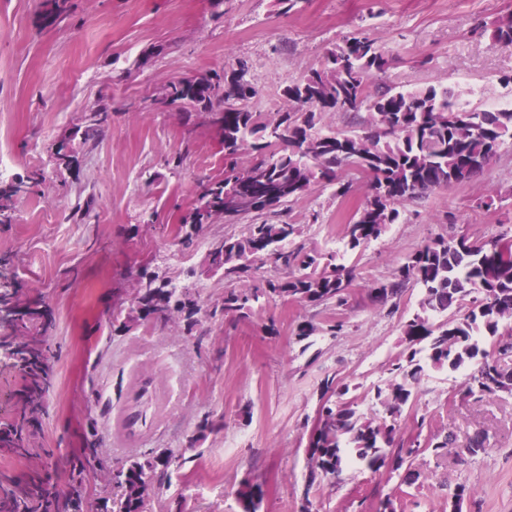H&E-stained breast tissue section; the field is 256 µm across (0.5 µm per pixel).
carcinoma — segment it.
Here are the masks:
<instances>
[{
	"label": "carcinoma",
	"mask_w": 512,
	"mask_h": 512,
	"mask_svg": "<svg viewBox=\"0 0 512 512\" xmlns=\"http://www.w3.org/2000/svg\"><path fill=\"white\" fill-rule=\"evenodd\" d=\"M68 11L67 0H43L38 23L53 27ZM480 33L494 48H512V13ZM392 65L363 30L349 31L318 66L303 69L282 91L288 107L270 114L254 108L259 89L250 79L251 64L241 58L236 67L214 76L171 80L161 87L159 102L182 104L186 119H205L224 147V177L202 185L192 208L182 216L175 234L192 245L212 224L248 221L240 235L211 243L200 274H221L233 288L224 292L221 313L233 321L249 319L262 300H293L310 306L346 304L355 267L336 263V255L319 254L295 243L299 225L279 218L288 204L316 189L330 188L338 200L353 191L348 174L368 178L364 203L348 218L345 247L354 251L378 239L397 223L403 207L436 189L479 179L512 140V110L488 109L463 102L462 94L441 84L404 89L383 82ZM325 112H366L357 130L336 131L321 126ZM109 106L99 103L84 115L80 143L97 142L108 129ZM246 163H241L243 156ZM44 182L37 170L28 180L0 181V224L14 219L15 203L26 182ZM270 260L286 272L277 280H257L258 264ZM420 286L418 311L404 321L401 336L408 353L391 363V379L377 389L376 399L386 417H366L354 402L338 403L349 386L335 379L324 382L319 421L306 446L309 482L332 484L344 471L345 459L377 473L399 478V487L424 482L415 465L418 439H403L398 418L413 398L415 385L428 368H471L459 394L464 398L512 396V235L487 239L466 234L440 237L409 255L387 283L373 288V301L399 298L408 283ZM130 304L112 309L114 331L133 325L173 322L193 335L200 311L196 293L180 287L165 274L145 267L132 275ZM469 300L465 314L460 304ZM47 311L31 307L15 289L0 292V325L16 336L4 341L20 363L48 366L44 348ZM46 378L30 381L27 408L31 415L43 406ZM452 438L433 435L426 448L441 457ZM487 438L477 431L459 456L486 451ZM179 457L168 448L114 464L109 473L121 495L105 500L98 512H142L145 499L160 488L168 468ZM45 489L17 483L3 507L27 512L32 498ZM265 491L246 481L237 491L240 512H259ZM86 490L73 487L63 497V512H84Z\"/></svg>",
	"instance_id": "obj_1"
}]
</instances>
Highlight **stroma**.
I'll use <instances>...</instances> for the list:
<instances>
[{
	"instance_id": "stroma-1",
	"label": "stroma",
	"mask_w": 512,
	"mask_h": 512,
	"mask_svg": "<svg viewBox=\"0 0 512 512\" xmlns=\"http://www.w3.org/2000/svg\"><path fill=\"white\" fill-rule=\"evenodd\" d=\"M40 3L0 0V155L8 178L51 170V146L70 138L95 104H108L112 121L81 148L76 173L30 189L16 202L15 222L0 224V283L52 311L45 408L26 425L28 452L0 447V497L13 480L39 478L62 493L79 482L86 512H96L100 498L119 493L106 478L113 463L171 448L184 463L169 469L143 512H239L236 491L247 480L265 490L260 512H378L396 479L348 467L335 485H307L305 448L321 386L328 378L348 385L358 412L383 416L374 393L405 350L400 325L416 312L420 288L408 284L392 306L372 302L370 290L439 236L489 238L512 225V143L478 181L406 205L398 223L354 253L341 230L365 197L361 175L346 202L317 189L291 204L285 218L301 226L307 249L356 266L347 302L269 301L235 323L212 312L224 298L223 277L191 274L204 246L184 248L174 232L199 183L223 174L224 151L210 128L183 125L177 109H155L153 100L167 81L220 73L244 57L260 91L256 106L283 111V88L356 27L396 57L388 83L468 84L486 98L512 96L500 81L512 73V49L472 32L477 20L512 12V0H300L286 13L276 0H224L217 8L211 0H68L64 21L45 29L34 23ZM79 202L89 203L87 218L74 216ZM155 256L195 290L196 335L171 324L113 333L114 297L127 296L129 274ZM271 320L274 335L263 330ZM306 320L317 331L302 340L296 327ZM336 322L342 331L326 333ZM25 382L20 365L0 357V428L17 425ZM463 382V372L427 370L399 431L449 432L462 446L484 429L489 450L464 465L452 454L421 453L416 465L428 479L396 512H448V491L459 484L475 491L463 512H512V397L464 400ZM138 405L146 424L121 429ZM207 415L224 426L198 435ZM95 438L100 467L74 470L73 449Z\"/></svg>"
}]
</instances>
